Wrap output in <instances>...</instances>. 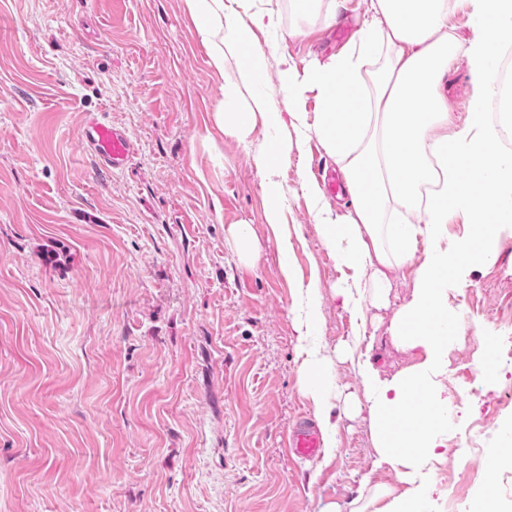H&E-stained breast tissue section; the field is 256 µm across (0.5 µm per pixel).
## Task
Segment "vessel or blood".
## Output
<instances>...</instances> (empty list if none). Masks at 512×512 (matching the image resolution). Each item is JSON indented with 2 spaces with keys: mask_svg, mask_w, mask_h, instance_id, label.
Instances as JSON below:
<instances>
[{
  "mask_svg": "<svg viewBox=\"0 0 512 512\" xmlns=\"http://www.w3.org/2000/svg\"><path fill=\"white\" fill-rule=\"evenodd\" d=\"M80 147L93 155L100 168L108 171L123 170L133 152L126 130L95 113L89 114L86 120ZM321 446L320 433L313 423L305 418L299 419L288 435L291 455L310 458L318 454Z\"/></svg>",
  "mask_w": 512,
  "mask_h": 512,
  "instance_id": "1",
  "label": "vessel or blood"
}]
</instances>
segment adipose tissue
I'll use <instances>...</instances> for the list:
<instances>
[{
    "instance_id": "adipose-tissue-1",
    "label": "adipose tissue",
    "mask_w": 512,
    "mask_h": 512,
    "mask_svg": "<svg viewBox=\"0 0 512 512\" xmlns=\"http://www.w3.org/2000/svg\"><path fill=\"white\" fill-rule=\"evenodd\" d=\"M475 36L461 40L450 23L460 0H370L369 16L351 43L304 67L281 60V87L288 109L270 111L262 98L239 106L243 88L265 80L263 47L255 30H279V10H256L251 0H184L208 64L223 73L227 56L237 59L238 77L222 87L217 124L248 142L256 124L271 137L252 153L269 178L266 219L280 252L291 248L284 227V189L275 173L290 161L293 145L318 139L336 162L352 208L336 216L311 177L303 188L314 201L322 245L350 281L336 295L357 318L355 335L367 331L363 305L385 308L389 274L416 265L410 302L395 313L391 337L419 360L389 380L359 363L367 411L375 436L377 466L393 473L396 486L374 484V512H414L435 487L434 464L448 452L442 378L448 369L449 332L459 329L458 311L448 304V276L472 260L494 264L504 225L512 224V113L491 121L487 98L499 95L498 61L512 44V0H467ZM466 56L475 89L463 123L448 110V72ZM318 109H303L307 93ZM293 129L296 144L281 138ZM422 220H415V213ZM463 216L475 237L448 246V223ZM427 258L416 263L418 250ZM318 278L297 285L291 312L299 328L301 386L324 432L323 454L336 456V421L331 395L333 360L311 339L318 319Z\"/></svg>"
}]
</instances>
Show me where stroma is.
Returning a JSON list of instances; mask_svg holds the SVG:
<instances>
[{
    "label": "stroma",
    "mask_w": 512,
    "mask_h": 512,
    "mask_svg": "<svg viewBox=\"0 0 512 512\" xmlns=\"http://www.w3.org/2000/svg\"><path fill=\"white\" fill-rule=\"evenodd\" d=\"M369 0H342L337 26L298 20L256 31L266 81L250 88L280 112V61L304 66L340 51ZM302 24L303 36L289 27ZM184 0H0V512H350L369 502L378 470L358 372L380 376L414 361L390 334L414 292L392 272L388 308H368L367 334L334 291L344 275L323 247L303 175L336 172L317 141L292 156L286 190L292 247L281 254L266 221L265 175L249 144L221 132L224 81ZM125 127L134 154L108 173L79 147L87 114ZM250 225L257 262L229 235ZM291 266L318 274L314 328L334 362L336 457L294 459L287 436L314 407L300 389L298 332L289 312ZM466 323L451 337L448 455L418 512H471L488 493L512 512V466L487 462L512 448V227L495 264L448 279ZM496 374L479 369L486 345Z\"/></svg>",
    "instance_id": "obj_1"
}]
</instances>
